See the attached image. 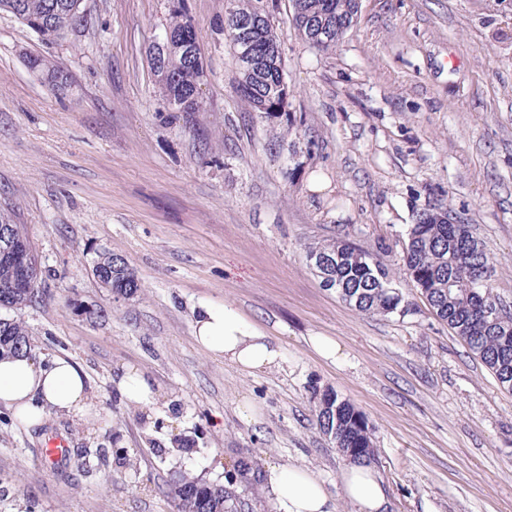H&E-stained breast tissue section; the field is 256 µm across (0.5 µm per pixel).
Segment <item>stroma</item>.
Wrapping results in <instances>:
<instances>
[{"label":"stroma","mask_w":512,"mask_h":512,"mask_svg":"<svg viewBox=\"0 0 512 512\" xmlns=\"http://www.w3.org/2000/svg\"><path fill=\"white\" fill-rule=\"evenodd\" d=\"M204 61V109L169 111L150 65L173 0H85L43 42L0 11V213L25 225L45 295L19 310L35 358L87 376L86 416L26 427L0 408V512H173L172 471L223 481L246 457L290 462L339 490L345 456L319 430L312 387L333 388L374 426L389 512H512V393L399 280L405 315H362L325 290L303 245L332 236L401 272L417 212L472 225L512 302V0H362L335 52L274 22L291 113L251 117L235 92L225 0H183ZM43 58L64 92L25 63ZM121 253L141 293L95 277ZM224 304L282 344L280 368L243 373L193 339L200 301ZM346 356L320 358L310 339ZM160 394L155 427L117 392L121 365ZM102 448L70 482L42 460L49 438ZM312 347L314 351L325 361L333 364H342L345 360V355L342 353V348L336 341L323 336H316L312 339Z\"/></svg>","instance_id":"stroma-1"}]
</instances>
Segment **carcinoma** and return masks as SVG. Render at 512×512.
Wrapping results in <instances>:
<instances>
[{
	"mask_svg": "<svg viewBox=\"0 0 512 512\" xmlns=\"http://www.w3.org/2000/svg\"><path fill=\"white\" fill-rule=\"evenodd\" d=\"M75 0H0V11H7L25 25L39 27L43 41H54L81 17L69 14ZM358 0H295L291 6L293 29L312 48L329 53L343 43L357 25ZM195 33L190 17L181 7L172 9L161 37L162 57H151L166 105L175 101L185 112L204 111L201 96L193 95L203 81L204 69L198 58L184 55L179 37ZM280 44L275 23L260 27L254 46ZM32 70L46 72L52 87L67 80L59 68L49 67L39 57H27ZM278 68L263 67L251 75L238 73L234 85L247 111L261 119L282 116L288 101L281 95ZM429 209L416 214L408 225L402 247L403 274L420 291L436 317L446 323L470 352L492 373L500 387L512 391V306L504 302L493 284L496 260L474 236L469 224H448L434 217ZM0 231L13 237L25 255L31 272V285L20 286L15 266L0 261V357L31 351L28 328L20 318L9 315L42 299L41 264L25 225L0 217ZM307 267L318 271L324 257L336 263L332 273L336 295L362 314L388 316L408 311L403 292L394 287V273L378 255L343 239L314 241L304 245ZM97 263L112 267L110 290L118 297L132 298L141 283L125 258L110 251ZM317 424L328 437H335L343 448H352L356 458L375 456L373 429L365 414L332 389H312ZM89 453L76 448L65 459L62 474L72 480L88 472ZM237 483L259 492L261 480L252 465L241 460L236 467ZM176 512H238L240 497L220 482H207L174 471L165 490Z\"/></svg>",
	"mask_w": 512,
	"mask_h": 512,
	"instance_id": "obj_1",
	"label": "carcinoma"
}]
</instances>
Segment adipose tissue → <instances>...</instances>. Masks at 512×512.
<instances>
[{
	"label": "adipose tissue",
	"instance_id": "adipose-tissue-1",
	"mask_svg": "<svg viewBox=\"0 0 512 512\" xmlns=\"http://www.w3.org/2000/svg\"><path fill=\"white\" fill-rule=\"evenodd\" d=\"M192 325L194 341L205 353L244 372H264L285 360L277 340L227 306L199 302ZM86 380L82 369L64 357L46 363L27 354L5 357L0 359V407L27 426L41 424L50 411L83 415L89 407ZM116 385L128 403L141 409L158 401L151 380L138 368L123 367ZM263 486L275 512H337L341 497L353 512H386L389 506L384 482L368 460L345 465L338 497L309 471L285 463L267 467Z\"/></svg>",
	"mask_w": 512,
	"mask_h": 512
}]
</instances>
